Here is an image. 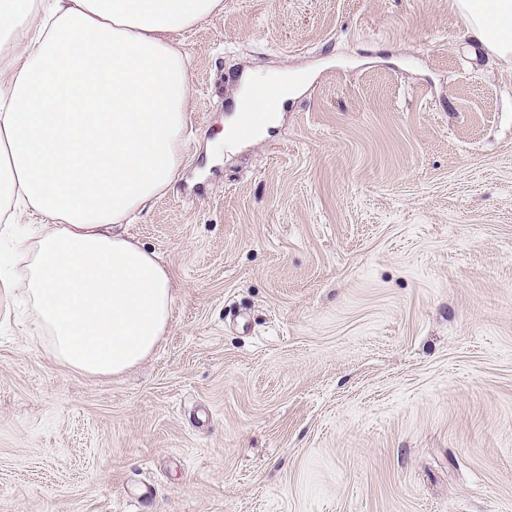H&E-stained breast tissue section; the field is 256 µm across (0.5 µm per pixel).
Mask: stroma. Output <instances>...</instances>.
<instances>
[{
  "instance_id": "stroma-1",
  "label": "stroma",
  "mask_w": 512,
  "mask_h": 512,
  "mask_svg": "<svg viewBox=\"0 0 512 512\" xmlns=\"http://www.w3.org/2000/svg\"><path fill=\"white\" fill-rule=\"evenodd\" d=\"M179 43L182 166L125 227L170 328L91 377L0 286V512H512V63L454 0H224ZM254 80L250 76H246L242 80V91L240 95L239 104L235 112L240 113V136H250L254 129L264 120L263 112H280L281 108L277 107L274 99L270 98L274 95L273 90L263 84H258L252 87L251 93L254 98L265 99L256 100L250 96V88Z\"/></svg>"
}]
</instances>
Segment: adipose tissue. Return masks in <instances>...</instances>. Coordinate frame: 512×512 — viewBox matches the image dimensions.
Masks as SVG:
<instances>
[{"mask_svg":"<svg viewBox=\"0 0 512 512\" xmlns=\"http://www.w3.org/2000/svg\"><path fill=\"white\" fill-rule=\"evenodd\" d=\"M512 61V0H456ZM224 0H0V273L23 270L52 356L117 376L155 351L173 308L161 257L121 233L174 181L190 81L177 38Z\"/></svg>","mask_w":512,"mask_h":512,"instance_id":"obj_1","label":"adipose tissue"}]
</instances>
